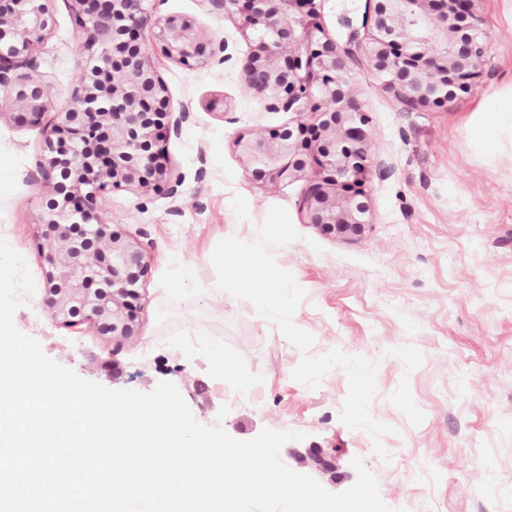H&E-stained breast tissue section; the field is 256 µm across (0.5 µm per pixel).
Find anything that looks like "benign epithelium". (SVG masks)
I'll use <instances>...</instances> for the list:
<instances>
[{"instance_id": "obj_1", "label": "benign epithelium", "mask_w": 512, "mask_h": 512, "mask_svg": "<svg viewBox=\"0 0 512 512\" xmlns=\"http://www.w3.org/2000/svg\"><path fill=\"white\" fill-rule=\"evenodd\" d=\"M51 0H0V88L14 119L44 126L41 179L51 199L39 216L49 231L41 255L56 323L75 329L90 321L117 340L136 335L134 301L148 276L141 244L112 229L101 198L136 188L173 195L167 142L187 111L169 109L168 88L140 31L151 23L161 52L187 68L215 56L182 17L155 18L149 0H67L83 35L85 68L97 73L71 91L70 107L45 124L48 88L24 75L52 24ZM232 20L249 44L242 63L246 88L270 112L292 123L234 141L241 163L269 187L307 180L299 209L325 235L360 237L370 224L368 113L350 83L349 62L362 57L403 109L442 107L475 91L488 36L476 0H367L359 27L345 17L348 47L329 37L316 0H198ZM315 468L336 473V457L308 450Z\"/></svg>"}]
</instances>
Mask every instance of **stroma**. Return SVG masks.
Returning <instances> with one entry per match:
<instances>
[{
  "label": "stroma",
  "mask_w": 512,
  "mask_h": 512,
  "mask_svg": "<svg viewBox=\"0 0 512 512\" xmlns=\"http://www.w3.org/2000/svg\"><path fill=\"white\" fill-rule=\"evenodd\" d=\"M365 5L322 0L338 47L348 38L341 17L361 23ZM152 8L193 20L226 57L188 69L154 54L171 109L188 112L168 142L179 186L172 197L132 189L107 195L113 230L136 238L150 266L139 289L140 333L115 344L93 324L70 331L51 319L39 258L38 216L49 198L37 179L43 136L14 122L0 91V238L23 255L35 282L16 327L46 356L106 388L149 393L172 382L199 423L221 424L234 439L266 428L300 432L281 459L301 474L294 451L315 445L335 454L336 475L313 474L328 492L355 483L359 457L394 512H512V157L482 163L468 125L479 99L512 86V0H478L487 62L475 93L448 106L402 111L373 70L353 66L370 117V154L392 168L388 177H371V222L354 239L306 223L299 211L305 180L271 190L240 163L239 134L284 126L291 115L267 111L245 91L249 45L234 23L204 13L197 0H154ZM52 13L31 76L48 86L59 112L80 73L81 32L66 0H54ZM274 206L287 209L299 234L273 255L305 292L294 322L314 337L306 352L250 302L219 290L211 262L222 239L254 240ZM335 348L377 365L370 412L392 428L379 442L388 459L367 432L341 422L343 369L314 389L292 377L304 356Z\"/></svg>",
  "instance_id": "obj_1"
}]
</instances>
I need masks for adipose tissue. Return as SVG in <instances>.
I'll list each match as a JSON object with an SVG mask.
<instances>
[{
	"mask_svg": "<svg viewBox=\"0 0 512 512\" xmlns=\"http://www.w3.org/2000/svg\"><path fill=\"white\" fill-rule=\"evenodd\" d=\"M473 140L486 165H495L512 150V88L481 103L470 120Z\"/></svg>",
	"mask_w": 512,
	"mask_h": 512,
	"instance_id": "adipose-tissue-1",
	"label": "adipose tissue"
}]
</instances>
